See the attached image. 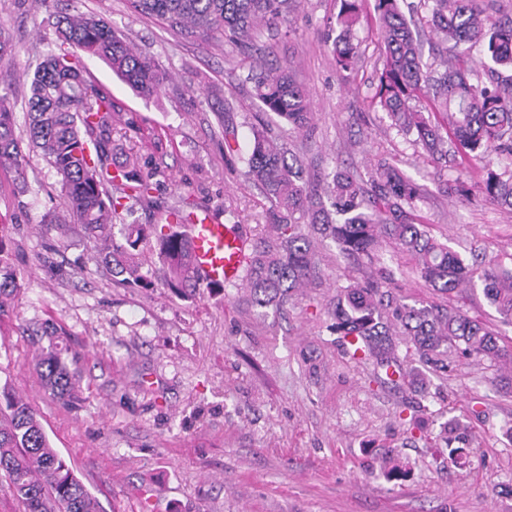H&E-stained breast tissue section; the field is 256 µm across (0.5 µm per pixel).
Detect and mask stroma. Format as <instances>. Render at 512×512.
I'll return each mask as SVG.
<instances>
[{
	"label": "stroma",
	"mask_w": 512,
	"mask_h": 512,
	"mask_svg": "<svg viewBox=\"0 0 512 512\" xmlns=\"http://www.w3.org/2000/svg\"><path fill=\"white\" fill-rule=\"evenodd\" d=\"M49 8L103 18L171 75L158 95L142 98L100 58L81 57L116 106L114 158L140 156L161 182L157 207H133L126 223L164 224L189 197L260 237L268 203L241 160L224 153L225 130L244 147L264 117L249 79L259 59L289 68L308 92L309 131L267 120L311 176L342 165L364 177L390 158L422 187L419 209L432 236L483 270L512 271V211L483 199L481 165L461 154L454 167L437 169L377 104L375 0L361 2L357 63L347 71L332 53L341 0H294L289 25L258 28L248 51L220 36L181 35L131 13L125 0H52ZM44 11L0 0V22L16 37L17 75L0 94L19 113L28 93L19 73L55 42ZM27 156L26 189L0 170V237L21 286L0 318V385L37 409L99 512H512V323L489 305L482 284L436 292L412 256L382 242L394 273L387 290L410 303L462 308L501 338L497 357L455 352L444 371L422 368L399 344L404 374L393 384L330 330L339 287L374 273L334 242L320 243L318 279L279 313L250 306L241 284L180 299L163 287L151 242L142 272L153 287L120 283L91 260L81 225L43 224L63 197L40 153ZM459 177L472 189L469 202L443 191ZM48 325L78 358L72 408L49 395L33 367L40 346L31 334ZM451 422L468 433L463 446L449 442Z\"/></svg>",
	"instance_id": "stroma-1"
}]
</instances>
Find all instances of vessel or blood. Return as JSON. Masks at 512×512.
Masks as SVG:
<instances>
[{"mask_svg": "<svg viewBox=\"0 0 512 512\" xmlns=\"http://www.w3.org/2000/svg\"><path fill=\"white\" fill-rule=\"evenodd\" d=\"M180 230L189 242L198 283L235 285L241 281L252 250V239L243 225L222 224L200 211L181 224Z\"/></svg>", "mask_w": 512, "mask_h": 512, "instance_id": "b4317fda", "label": "vessel or blood"}]
</instances>
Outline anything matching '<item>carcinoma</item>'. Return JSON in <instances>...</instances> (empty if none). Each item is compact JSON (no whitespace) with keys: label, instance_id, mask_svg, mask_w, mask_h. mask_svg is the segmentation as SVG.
<instances>
[{"label":"carcinoma","instance_id":"obj_1","mask_svg":"<svg viewBox=\"0 0 512 512\" xmlns=\"http://www.w3.org/2000/svg\"><path fill=\"white\" fill-rule=\"evenodd\" d=\"M338 34L332 43L336 64L350 68L356 51L351 40L360 19L361 0H341ZM400 0H376L386 57L376 98L391 125L413 137L440 167L464 152L482 161L492 154L512 158V83L499 69L512 70V17L494 18L475 0H431L430 28L440 43L480 46L488 61L489 82L463 65L443 62V69L424 68L419 43L399 7ZM139 14L153 15L188 37L208 40L216 33L246 45L259 24H276L288 13L289 0H129ZM43 23L54 30L58 51L43 56L29 76L25 131L29 142L54 169L64 195L65 215L49 214V224H80L93 258L112 276L149 287L140 273V244L155 239L165 264L166 287L184 297L199 290L191 270L189 245L179 229L198 206L169 212L177 217L159 226L127 225L126 245L102 251L98 242L134 205L154 203L159 183L155 173L141 171L138 156L112 166V96L80 70V54L101 58L120 80L144 97L157 94L170 75L154 59L116 35L93 15H60L47 11ZM256 97L266 112L302 133L313 120L309 95L285 69L261 67L254 75ZM425 97L429 106L413 101ZM23 140L9 98L0 95V168L13 170L24 187ZM245 174L270 203L267 236L253 243L244 281L252 303L281 308L288 293L310 283L317 274L315 239H330L342 255L373 266L383 238L417 260V272L435 290L450 294L474 282L476 270L460 255L429 234L418 203L422 188L385 158L371 168L367 182L347 167H337L318 182L304 177L299 159L263 125L254 128ZM485 197L512 210V167L487 169L480 185ZM392 271L381 266L376 276L354 280L340 289L334 304L333 328L353 354L361 353L397 373V337L413 348L418 361L441 369L448 354L494 357L497 333L457 308L404 302L382 283ZM483 293L503 319L512 321V285L491 273L483 275ZM20 290L10 250L0 237V318L5 299ZM45 388L64 406L76 399L75 371L49 342L36 363ZM0 477L23 512H96L95 500L75 476L72 465L53 448L35 410L10 389L0 387Z\"/></svg>","mask_w":512,"mask_h":512}]
</instances>
